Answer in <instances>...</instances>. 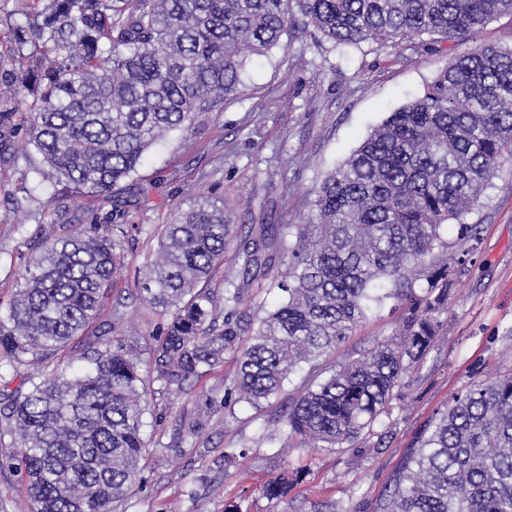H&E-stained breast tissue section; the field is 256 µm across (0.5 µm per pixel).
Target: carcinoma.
<instances>
[{
	"label": "carcinoma",
	"instance_id": "cac0c4a2",
	"mask_svg": "<svg viewBox=\"0 0 512 512\" xmlns=\"http://www.w3.org/2000/svg\"><path fill=\"white\" fill-rule=\"evenodd\" d=\"M34 2L0 102L33 95L38 104L20 118L0 109V128L26 125V144L39 156L20 170L22 185L62 183L94 196L135 173L165 133L189 130L237 92L248 59L268 54L287 32L311 30L341 52L437 35L428 42L437 51L512 15V0ZM27 44L34 52L24 53ZM506 160L512 46L478 45L325 176L305 223L243 235L207 202L176 211L139 288L167 315L153 337L152 380L180 393L231 351L238 373L224 386V407L257 406L300 364L386 306H401L397 337L355 352L290 398L282 416L299 447L342 448L373 432L434 346L452 272L480 241L479 225L465 216ZM122 217L117 209L114 223L66 232L30 257L0 312V384L21 368L29 384L0 391L18 447L0 467L17 473L30 512H113L147 460L148 391L134 343L96 336L54 373L38 371L97 318L118 266ZM232 244L237 269L224 274L221 306L200 283ZM278 258L286 262L272 287L286 299L244 317L242 282ZM296 479H274L266 497L284 499ZM380 512H512V375L476 380L451 398L417 436Z\"/></svg>",
	"mask_w": 512,
	"mask_h": 512
}]
</instances>
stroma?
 Masks as SVG:
<instances>
[{
	"mask_svg": "<svg viewBox=\"0 0 512 512\" xmlns=\"http://www.w3.org/2000/svg\"><path fill=\"white\" fill-rule=\"evenodd\" d=\"M32 7L33 0H0V74L14 66L15 31ZM475 42L511 46L512 16L487 24L474 42H450L433 53L367 44L342 54L308 33L283 35L269 57L249 63L239 98L203 113L188 133L167 137L133 178L100 197L63 185L22 189L24 137L1 135L0 306H7L29 256L61 230L106 223L121 204L120 264L98 318L71 347L82 350L87 338L112 328L138 343L140 368L148 370L164 319L141 300L138 281L176 209L206 200L238 224L303 223L321 180ZM465 221L480 225L481 243L454 278L434 348L409 373L383 421L391 435L385 446L364 436L346 448H293L280 416L309 380L325 377L369 342L394 337L400 314L387 309L257 407L224 406V387L236 373L230 352L179 395L151 384L143 481L116 512H224L230 503L242 512H315L321 505L378 512L417 434L450 398L484 375L512 372V162L495 172ZM205 410V427L184 436L181 417ZM288 469L302 471V479L284 500H268L265 485Z\"/></svg>",
	"mask_w": 512,
	"mask_h": 512,
	"instance_id": "35a3bbf8",
	"label": "stroma"
}]
</instances>
